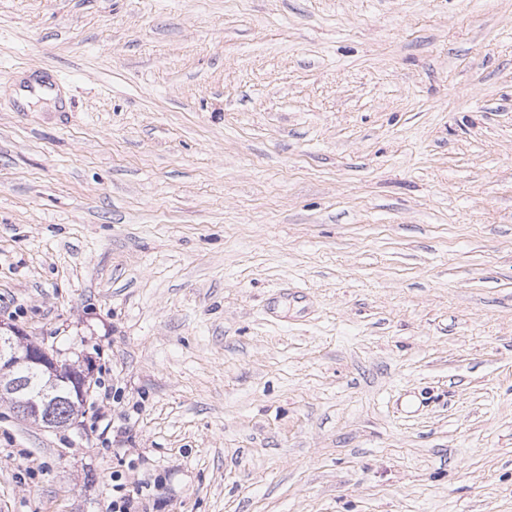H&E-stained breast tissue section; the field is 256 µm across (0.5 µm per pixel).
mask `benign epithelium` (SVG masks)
I'll use <instances>...</instances> for the list:
<instances>
[{
    "instance_id": "benign-epithelium-1",
    "label": "benign epithelium",
    "mask_w": 512,
    "mask_h": 512,
    "mask_svg": "<svg viewBox=\"0 0 512 512\" xmlns=\"http://www.w3.org/2000/svg\"><path fill=\"white\" fill-rule=\"evenodd\" d=\"M4 362L7 369L37 370L41 373L47 384H55L59 381H70L74 384L73 392L78 399L84 398V390L87 385L89 371L81 372L77 377L72 374V367L60 362L48 350L24 336L19 330L9 324L0 323V363ZM10 389L13 401L20 411L29 419L48 428L64 427L72 423V419H60L56 417L53 408L48 404L30 399L24 393L23 382L17 380L6 386L0 382V394L4 389Z\"/></svg>"
}]
</instances>
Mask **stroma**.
Returning a JSON list of instances; mask_svg holds the SVG:
<instances>
[{"mask_svg":"<svg viewBox=\"0 0 512 512\" xmlns=\"http://www.w3.org/2000/svg\"><path fill=\"white\" fill-rule=\"evenodd\" d=\"M0 322V512H512V0H0ZM3 361H5L7 365L4 370L27 369L29 371H39L44 380L47 381L48 386L51 384L55 385L57 382L63 380L72 382L75 387L73 388L70 399H68V387L65 383H62L58 394L55 396V398L61 396L65 399L55 404L54 411L59 410L60 414L69 417L73 412L71 404L65 407L63 406L68 400L70 402L74 400L75 407L79 406L75 400V393L78 395L79 401L84 398V390L90 373L89 368L80 373L82 378L80 385L76 375L68 374L72 372V367H70L69 364L60 362L48 350L33 342L28 337L23 336V333L15 329L12 325L0 323V363ZM59 406L63 407L59 409ZM8 389L13 394V401L16 402L20 411L28 418L36 423L42 424L48 428L64 427L72 423V417L61 420L56 417L53 407L48 404H42L34 399H28L24 393L23 381L17 380L9 384ZM11 399V401H12ZM12 401V404L14 405Z\"/></svg>","mask_w":512,"mask_h":512,"instance_id":"obj_1","label":"stroma"}]
</instances>
